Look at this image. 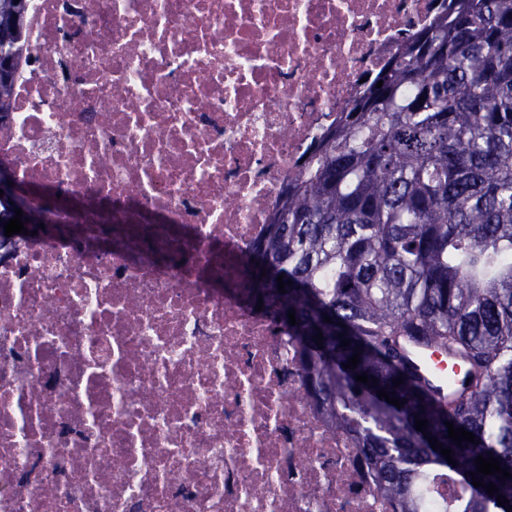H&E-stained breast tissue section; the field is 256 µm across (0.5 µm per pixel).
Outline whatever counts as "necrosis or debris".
Segmentation results:
<instances>
[{
  "instance_id": "necrosis-or-debris-1",
  "label": "necrosis or debris",
  "mask_w": 512,
  "mask_h": 512,
  "mask_svg": "<svg viewBox=\"0 0 512 512\" xmlns=\"http://www.w3.org/2000/svg\"><path fill=\"white\" fill-rule=\"evenodd\" d=\"M431 0H26L0 164V512H395L240 292L283 184ZM8 182H11V185H8ZM0 190L4 191L0 200L7 202L11 205L13 211L14 208H21L23 211L22 221L24 223V227L27 228L29 235L34 230H37V225L33 224L31 220V211H30V200H31V191L23 185H20L14 178L11 169L1 164L0 166ZM16 212L14 211V215ZM29 218V222H25V219Z\"/></svg>"
}]
</instances>
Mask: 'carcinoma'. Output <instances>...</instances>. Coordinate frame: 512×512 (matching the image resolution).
Here are the masks:
<instances>
[{
	"label": "carcinoma",
	"mask_w": 512,
	"mask_h": 512,
	"mask_svg": "<svg viewBox=\"0 0 512 512\" xmlns=\"http://www.w3.org/2000/svg\"><path fill=\"white\" fill-rule=\"evenodd\" d=\"M433 5L303 157L258 240L276 268L243 283L288 328L309 398L353 440L397 512H421L442 475L458 484L446 512H506L470 473L479 455L512 473V0ZM23 12L24 0H0V31L10 32L0 40V113ZM280 275L292 281L284 294ZM407 340L465 362L453 400L439 401L410 368ZM363 374L376 384L356 381ZM381 389L406 404L378 398ZM417 418L428 420L423 433ZM447 421L477 443L452 442ZM429 436L457 468L442 465ZM489 482L512 505V478Z\"/></svg>",
	"instance_id": "obj_1"
}]
</instances>
